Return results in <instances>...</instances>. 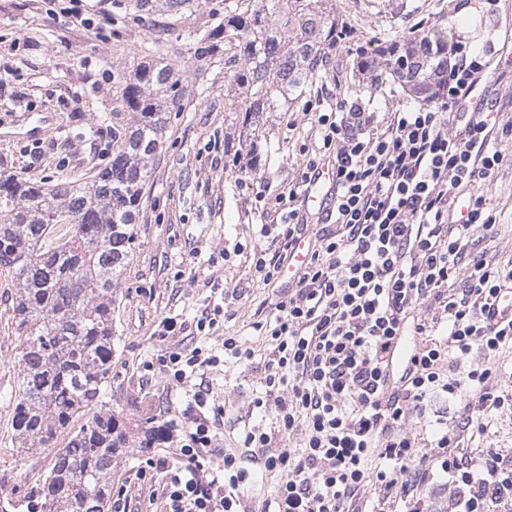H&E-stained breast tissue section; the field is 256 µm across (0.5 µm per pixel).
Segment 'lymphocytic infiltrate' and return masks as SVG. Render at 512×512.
<instances>
[{
	"label": "lymphocytic infiltrate",
	"instance_id": "lymphocytic-infiltrate-1",
	"mask_svg": "<svg viewBox=\"0 0 512 512\" xmlns=\"http://www.w3.org/2000/svg\"><path fill=\"white\" fill-rule=\"evenodd\" d=\"M450 54L435 96L386 119L344 100L316 113L320 153L288 196L311 192L322 157L332 158L336 229L317 237L266 323L259 418L238 450L219 448L224 411L203 377L224 358L252 364L254 349L228 336L220 356L195 346L160 357L185 390L166 423L178 438L163 455L142 449L137 473L160 478L163 512H246L244 488L272 473L279 481L257 512H435L437 487L449 492L448 512H512V459L479 447L506 403L489 386L512 354V319L495 309L512 291V262L471 252L496 224L483 191L512 121L475 96L484 55L463 45ZM469 100L474 111H458ZM300 224L291 208L279 229L261 225L260 236L283 244L259 252L263 281L279 278ZM466 360L469 370L452 377ZM437 394L456 404L454 421L430 416ZM294 437L299 446L288 447ZM369 486L375 498H364Z\"/></svg>",
	"mask_w": 512,
	"mask_h": 512
}]
</instances>
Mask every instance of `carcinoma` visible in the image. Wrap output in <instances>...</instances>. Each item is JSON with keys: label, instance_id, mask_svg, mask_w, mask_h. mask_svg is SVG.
Returning <instances> with one entry per match:
<instances>
[{"label": "carcinoma", "instance_id": "carcinoma-1", "mask_svg": "<svg viewBox=\"0 0 512 512\" xmlns=\"http://www.w3.org/2000/svg\"><path fill=\"white\" fill-rule=\"evenodd\" d=\"M179 15L204 0H163ZM329 0H224L209 12L196 54L236 67L240 147L258 165L253 144L263 114L295 101L336 47L343 26ZM452 32L432 26L360 55V71L390 74L422 100L448 66ZM112 74V161L73 185H50L24 172H0V272L15 288L20 338L13 446L52 456L22 512H107L112 470L127 448L166 437L157 426L136 437L117 419L103 389L112 379V294L133 259L144 185L163 147L169 114L183 111L184 78L151 58ZM66 232L49 242L58 225ZM86 422L79 429L74 423Z\"/></svg>", "mask_w": 512, "mask_h": 512}]
</instances>
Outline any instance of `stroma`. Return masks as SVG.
Here are the masks:
<instances>
[{"label":"stroma","mask_w":512,"mask_h":512,"mask_svg":"<svg viewBox=\"0 0 512 512\" xmlns=\"http://www.w3.org/2000/svg\"><path fill=\"white\" fill-rule=\"evenodd\" d=\"M350 37L332 50L316 78L293 105L268 113L258 140L260 165L239 180L231 150L237 142L231 72L201 65L195 55L194 18L171 21L165 11L143 18L134 10L100 20L101 35L68 25V0H0V171H24L67 183L85 178L112 158V74L135 65L141 44L160 41L162 56L185 78L182 112L172 113L166 142L145 188L132 262L112 296V379L105 399L129 428L161 425L179 409L183 395L158 371L165 352L204 345L221 352L233 336L266 356L263 327L279 301L283 282H265L254 252H274L259 224H280L278 196L297 188L319 144L307 102L328 112L337 101H366L387 113L409 95L386 77L371 82L356 61L361 49L416 29L441 25L454 40L492 57L512 50V0H334ZM203 79H196V71ZM503 162L484 190V208L497 223L490 245L512 258V140L498 144ZM267 208L257 213V196ZM14 290L0 274V512L42 483L47 454L24 455L11 441L18 395V340L12 324ZM224 308L214 334L193 325L204 308ZM184 321L185 331L163 337V318ZM258 368L220 364L208 374L224 407L223 445L237 447L259 387ZM137 449L114 467L112 479L130 487L133 512H156L149 482L135 476Z\"/></svg>","instance_id":"1"}]
</instances>
